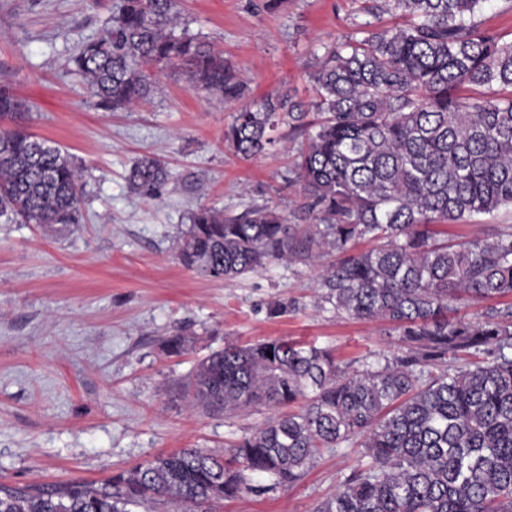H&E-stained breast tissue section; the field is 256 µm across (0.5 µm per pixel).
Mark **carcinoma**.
Instances as JSON below:
<instances>
[{"mask_svg": "<svg viewBox=\"0 0 512 512\" xmlns=\"http://www.w3.org/2000/svg\"><path fill=\"white\" fill-rule=\"evenodd\" d=\"M389 2L408 23L326 52L313 119L278 92L224 128V145L253 159L287 120L301 137L288 184L312 223L269 207H199L177 252L187 268L225 281L334 252L321 301L388 322L405 355L350 370L295 341L226 344L189 376L192 406L303 408L269 417L222 454L180 448L101 483L0 486V512H136L157 499L176 512H216L251 490L247 475L283 487L322 450L353 440L357 467L316 512H512V302L475 321L456 316L470 300L512 299V230L450 243L432 229L512 206V42L482 27L487 0ZM178 17V0H120L106 33L72 59L99 107H134L157 90L146 67L173 64L188 67L193 88L226 102L244 96L223 55L175 34ZM25 108L0 88V118ZM168 179L155 155L128 174L149 198ZM84 192L79 167L53 141L0 126V216L68 228ZM359 240L377 245L357 250ZM477 354L482 362L454 365Z\"/></svg>", "mask_w": 512, "mask_h": 512, "instance_id": "1", "label": "carcinoma"}]
</instances>
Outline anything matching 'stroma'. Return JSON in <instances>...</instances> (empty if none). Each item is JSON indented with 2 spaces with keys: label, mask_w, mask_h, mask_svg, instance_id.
<instances>
[{
  "label": "stroma",
  "mask_w": 512,
  "mask_h": 512,
  "mask_svg": "<svg viewBox=\"0 0 512 512\" xmlns=\"http://www.w3.org/2000/svg\"><path fill=\"white\" fill-rule=\"evenodd\" d=\"M116 0H0V85L27 107L4 118L67 150L82 171L79 225L46 231L0 218V485L99 481L179 448L224 452L262 425L267 408L233 416L189 409L179 385L224 344L286 338L331 350L341 366L393 360L390 325L321 307L323 262H275L235 281L181 265L176 246L201 206L236 215L271 207L300 222L289 187L288 126L265 155L224 145L238 108L191 87L184 70H155L156 92L103 110L70 58L110 26ZM179 30L209 43L249 89L248 105L286 92L309 105L327 46L402 25L385 0H180ZM154 154L170 177L134 192L135 160ZM292 308L272 316L275 302ZM185 335L190 349L170 353ZM355 447L325 449L295 484L228 500L223 512H316L355 469Z\"/></svg>",
  "instance_id": "obj_1"
}]
</instances>
